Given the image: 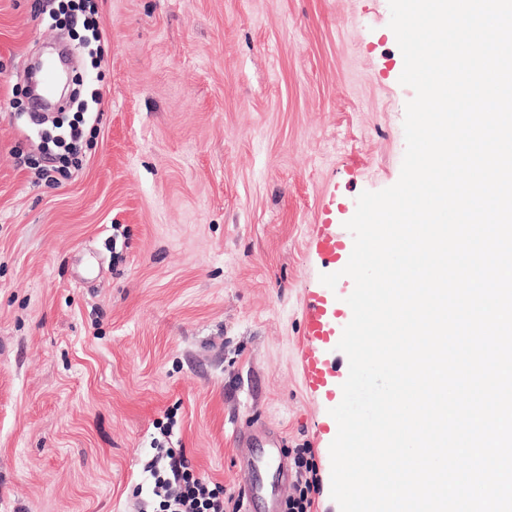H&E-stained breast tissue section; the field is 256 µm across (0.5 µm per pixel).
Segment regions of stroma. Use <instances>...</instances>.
<instances>
[{"instance_id":"stroma-1","label":"stroma","mask_w":512,"mask_h":512,"mask_svg":"<svg viewBox=\"0 0 512 512\" xmlns=\"http://www.w3.org/2000/svg\"><path fill=\"white\" fill-rule=\"evenodd\" d=\"M99 33L0 0V512H142L159 424L194 474L264 493L311 449L331 497V402L305 382L307 306L358 196L394 185L413 89L388 0H96ZM102 89L78 166L31 67ZM285 448L250 475L246 437ZM314 247L317 252L336 258V262L340 264L342 270L348 261L343 258L344 246L340 238L331 233L321 234L314 242Z\"/></svg>"}]
</instances>
